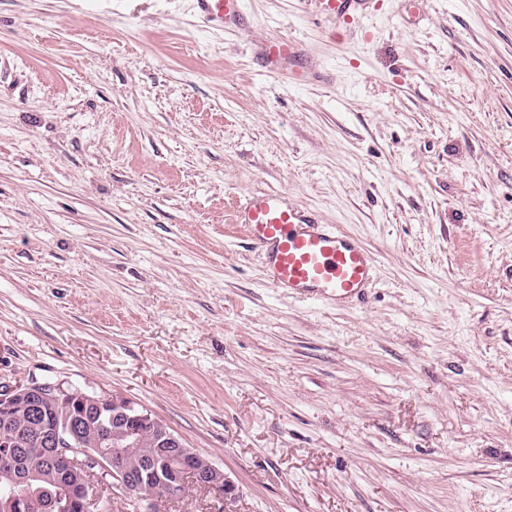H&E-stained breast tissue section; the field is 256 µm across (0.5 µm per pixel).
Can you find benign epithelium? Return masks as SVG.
<instances>
[{
	"label": "benign epithelium",
	"instance_id": "1",
	"mask_svg": "<svg viewBox=\"0 0 512 512\" xmlns=\"http://www.w3.org/2000/svg\"><path fill=\"white\" fill-rule=\"evenodd\" d=\"M23 407L26 420L36 427L35 441L45 454L73 474L68 482V506L80 512L87 496L109 509L106 491L116 485L124 487L130 481L143 491L134 495L137 512H161L160 503L181 496L184 472L195 474V486L224 502V512H233L237 498L236 486L223 470L211 461L198 463L200 456L187 448L181 439L161 428L147 410L135 406L126 398L80 388H65L58 383H15L0 387V414L10 415ZM57 408L61 417L50 425L46 411ZM157 434L156 448L145 456L144 466L133 476H127L124 459L142 451L146 430ZM96 432L93 448L78 444L90 431ZM5 490L15 512L25 507V485L30 474L5 473Z\"/></svg>",
	"mask_w": 512,
	"mask_h": 512
}]
</instances>
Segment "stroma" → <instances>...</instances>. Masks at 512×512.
<instances>
[{
    "label": "stroma",
    "mask_w": 512,
    "mask_h": 512,
    "mask_svg": "<svg viewBox=\"0 0 512 512\" xmlns=\"http://www.w3.org/2000/svg\"><path fill=\"white\" fill-rule=\"evenodd\" d=\"M0 0V382L115 394L234 512H512V0ZM290 33L317 76L261 75ZM285 190L371 251L364 303L263 281L234 214ZM201 20L219 29L237 28L243 17L244 0H193ZM310 12L328 25L336 34H348L361 19L375 15L381 8L380 0H300Z\"/></svg>",
    "instance_id": "1"
}]
</instances>
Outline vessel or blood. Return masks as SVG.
Segmentation results:
<instances>
[{
  "mask_svg": "<svg viewBox=\"0 0 512 512\" xmlns=\"http://www.w3.org/2000/svg\"><path fill=\"white\" fill-rule=\"evenodd\" d=\"M201 20L233 29L243 17L244 0H193ZM334 32L350 33L355 24L375 15L381 0H302ZM267 71L286 84H306L312 73L309 53L293 36L261 41L255 48ZM253 243L264 253V280L290 297L328 306L361 298L375 277L371 253L350 234L324 224L293 203L287 192L247 194L235 212Z\"/></svg>",
  "mask_w": 512,
  "mask_h": 512,
  "instance_id": "1",
  "label": "vessel or blood"
}]
</instances>
